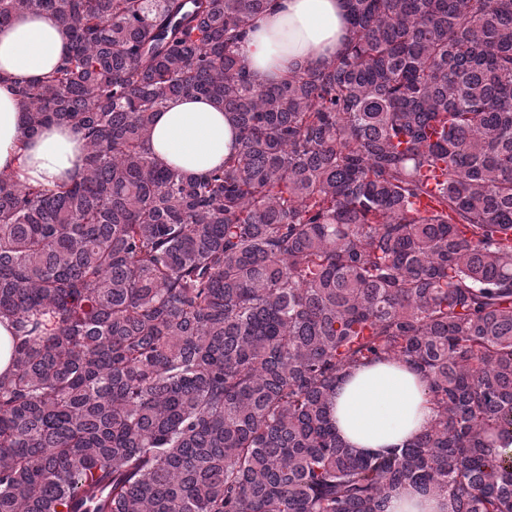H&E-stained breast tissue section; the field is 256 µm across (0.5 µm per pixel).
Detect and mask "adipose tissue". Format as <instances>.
<instances>
[{
	"label": "adipose tissue",
	"instance_id": "ef3b65f1",
	"mask_svg": "<svg viewBox=\"0 0 512 512\" xmlns=\"http://www.w3.org/2000/svg\"><path fill=\"white\" fill-rule=\"evenodd\" d=\"M343 0H271L240 46L257 80L282 75L310 61L333 57L348 37ZM66 51L52 16L21 14L0 29V173L26 184L54 188L84 168L85 141L68 125L24 132L23 105L12 83L41 77ZM154 158L187 176L223 165L236 149V131L223 111L205 98L168 102L153 121ZM334 417L341 439L364 453L400 448L431 423L426 383L407 364L377 362L351 370L336 387Z\"/></svg>",
	"mask_w": 512,
	"mask_h": 512
}]
</instances>
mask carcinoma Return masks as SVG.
I'll return each mask as SVG.
<instances>
[{
    "label": "carcinoma",
    "instance_id": "obj_1",
    "mask_svg": "<svg viewBox=\"0 0 512 512\" xmlns=\"http://www.w3.org/2000/svg\"><path fill=\"white\" fill-rule=\"evenodd\" d=\"M268 4L0 0L68 43L13 84L25 132L87 148L55 190L0 174V512H512V0H345L335 57L258 83ZM184 95L238 130L201 176L149 146ZM394 360L435 419L360 455L336 385ZM13 332L11 322L0 320V374L6 373L11 367ZM389 512H447V498L430 495L421 497L412 490L392 492Z\"/></svg>",
    "mask_w": 512,
    "mask_h": 512
}]
</instances>
